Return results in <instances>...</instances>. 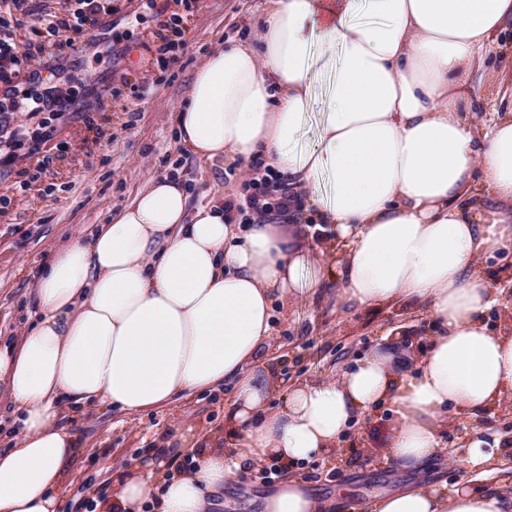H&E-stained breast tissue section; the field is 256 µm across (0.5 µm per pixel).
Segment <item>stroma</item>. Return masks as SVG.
I'll list each match as a JSON object with an SVG mask.
<instances>
[{"label": "stroma", "instance_id": "1", "mask_svg": "<svg viewBox=\"0 0 512 512\" xmlns=\"http://www.w3.org/2000/svg\"><path fill=\"white\" fill-rule=\"evenodd\" d=\"M148 0H115L117 11L97 29L96 51L79 53L68 68L83 72L93 124L73 112L23 169H0V336H23L35 319L32 290L40 268L55 247L108 223L150 180L179 172L191 188V204L224 190L252 192L247 163L201 164L179 143L177 113L186 100L195 69L225 39L246 38L261 23L264 0H170L158 16ZM69 0H0L15 43L32 37L38 15L64 14ZM182 18L184 43L174 57L160 60L158 31L171 15ZM307 244L302 292L275 303L273 331L256 361L270 371L274 408H285L295 384L340 380L356 360L379 348L399 353L408 375L438 334L426 309L408 304L344 306L339 297L345 248L327 225L301 214ZM473 268L482 274L494 302L483 320L495 332L512 328V245L478 252ZM232 405L231 385L138 414L118 409L65 408L61 420L77 438L78 452L66 470L61 512H93L109 499L120 468L148 460L170 470L190 464L188 449L173 445L179 434L205 437L224 430ZM397 420L384 401L358 413L333 452L282 466L278 480L307 483L327 512H372L383 492L418 484L447 493L461 484L512 495V392L474 415L452 412L439 433L440 449L415 471L402 470L387 453ZM496 443L489 464L474 469L465 461L473 437ZM272 489L263 464L244 466L214 496L210 512H261Z\"/></svg>", "mask_w": 512, "mask_h": 512}]
</instances>
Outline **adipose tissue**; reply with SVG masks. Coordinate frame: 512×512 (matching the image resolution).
I'll list each match as a JSON object with an SVG mask.
<instances>
[{
    "label": "adipose tissue",
    "instance_id": "1",
    "mask_svg": "<svg viewBox=\"0 0 512 512\" xmlns=\"http://www.w3.org/2000/svg\"><path fill=\"white\" fill-rule=\"evenodd\" d=\"M368 18L356 20L358 8ZM512 0H265L252 42L220 45L197 66L178 136L196 158L260 155L305 197L348 251L341 298L426 306L440 332L417 376L378 349L340 382L298 385L284 410L254 355L274 298L302 289L294 224L242 225L224 196L190 209L177 178L150 181L86 234L67 240L35 283L38 313L20 342H0V394L14 413L0 451V512H60L76 437L62 405L139 413L236 387L232 454L197 451L185 472L120 471L110 512H207L235 471L333 451L356 412L398 407L390 455L417 468L438 449L449 409L483 410L512 390V333L481 317L492 303L472 270L479 250L512 243V221L472 215L476 190L512 207V113L476 135L459 113L487 72ZM316 129L307 132L308 119ZM263 512H321L288 479ZM373 512H512V500L459 486L383 495Z\"/></svg>",
    "mask_w": 512,
    "mask_h": 512
}]
</instances>
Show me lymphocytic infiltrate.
Wrapping results in <instances>:
<instances>
[{
	"label": "lymphocytic infiltrate",
	"mask_w": 512,
	"mask_h": 512,
	"mask_svg": "<svg viewBox=\"0 0 512 512\" xmlns=\"http://www.w3.org/2000/svg\"><path fill=\"white\" fill-rule=\"evenodd\" d=\"M106 0H74L65 16L45 14L33 27L34 37L16 45L11 37L0 36V85L11 95L0 99V167L16 166L23 154H35L50 139V126L32 131L27 118L35 112L65 113L75 105V93L63 81L65 68L59 62L64 50H76L74 39L60 40L61 32L87 34L98 27L107 15ZM253 194L240 201H228L225 210L251 215L262 214L269 221L294 218L296 194L283 184H270L262 171L261 161L252 163Z\"/></svg>",
	"instance_id": "obj_1"
}]
</instances>
